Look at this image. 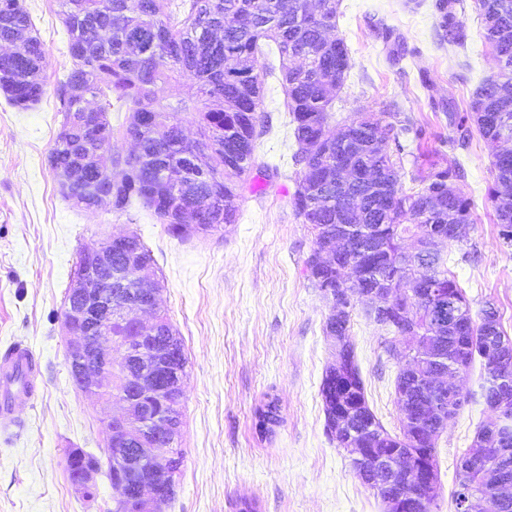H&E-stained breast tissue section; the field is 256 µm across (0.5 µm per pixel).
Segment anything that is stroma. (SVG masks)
I'll return each instance as SVG.
<instances>
[{
    "label": "stroma",
    "mask_w": 512,
    "mask_h": 512,
    "mask_svg": "<svg viewBox=\"0 0 512 512\" xmlns=\"http://www.w3.org/2000/svg\"><path fill=\"white\" fill-rule=\"evenodd\" d=\"M433 0H341L337 32L353 62L328 121L338 131L352 119L402 111L421 138L401 135L428 161L459 160L460 188L474 202L472 222L448 247V270L472 310L498 309L512 337V244L499 233L488 199L491 146L472 132L459 142L439 102L466 107L480 83L499 71L474 6H467L466 50L441 43ZM48 52L47 84L70 66L67 30L55 0H23ZM400 39V55L375 24ZM268 129L256 154L269 175L244 190L235 223L208 235L179 238L153 211L133 201L127 212L84 210L59 192L48 155L62 116L53 95L22 111L0 96V350L21 342L41 371L35 400L0 427V512H111L115 492L96 477L95 497L76 489L64 457L71 448L103 456L100 420L114 404L72 382L60 316L79 251L113 235L135 234L150 250L160 306L187 357L181 446L185 462L165 512H382L376 495L354 475L347 453L326 432L320 384L335 360L323 332L330 303L314 288L304 261L313 235L292 207L299 168L280 75L266 80ZM390 331L351 311L349 339L370 409L390 434L400 431L396 377L386 352ZM276 397L282 421L260 434L255 411ZM491 416L481 403L450 418L436 443L441 482L432 512H455L456 463Z\"/></svg>",
    "instance_id": "obj_1"
}]
</instances>
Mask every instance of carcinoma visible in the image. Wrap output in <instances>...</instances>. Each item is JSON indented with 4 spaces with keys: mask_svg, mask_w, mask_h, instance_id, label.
Masks as SVG:
<instances>
[{
    "mask_svg": "<svg viewBox=\"0 0 512 512\" xmlns=\"http://www.w3.org/2000/svg\"><path fill=\"white\" fill-rule=\"evenodd\" d=\"M68 31L70 67L55 83L53 95L63 120L48 156L55 173L77 172L66 199L75 206L99 207V194L112 192V210L125 212L138 199L177 237L199 232L205 225L211 233L236 220L238 201L244 184L263 174L268 166L256 161L254 116L265 123L264 86L268 72L260 70V42H273L282 61L281 81L292 115L298 149L294 162L301 166L292 202L295 215L311 226L314 246L343 232L345 257L351 261V277L363 287L374 286V274H400L396 287L408 289L413 283L428 288L431 281L416 265L415 255L402 250L404 235L417 237L425 252L436 260L433 273L443 279L447 298L460 312V324H435L430 319L431 301L414 295L407 298L409 318L381 321L368 308L366 316L376 324L394 329L397 336L413 332L414 372L425 375L438 370L453 376L480 361L486 371L479 390L469 399H482L492 406L501 401L512 408V353L496 367H490L489 336L512 343L502 329L498 310L487 304L472 313L465 291L448 272L444 248L459 239L450 235L440 243L429 238L439 224L472 223L473 200L463 190L448 198V182L463 175L461 165H432L417 172L411 192L403 189L401 177L405 147L399 133L411 130L410 121L400 126L382 124V119L354 118L335 136L327 130L335 92L341 90L352 68L350 50L342 37L329 40L338 28L339 0H58ZM437 27L442 40L453 49L467 47V35L460 15L464 0H435ZM482 18L485 42L499 65L496 76L485 79L473 93L465 112L454 102L443 109L448 122L463 131L474 123L483 139H500V128L492 119L495 112L512 114V0H476ZM29 30V38L16 54L0 61V93L9 104L27 110L48 92L44 80L47 52L29 12L20 0H0V43L10 40L13 26ZM188 73L195 80V92L184 98L166 95L164 86L175 76ZM84 89L97 100L98 111L127 112L123 129L108 128L107 159L97 154L98 146L86 138L80 121L84 103L74 89ZM190 114L198 137L192 146L184 144L182 115ZM140 139L138 155L129 158L114 150L112 137ZM395 149H390L389 142ZM194 148L209 163L210 182L191 184L179 199L168 198L160 182L161 171L180 154ZM348 162L357 170L351 183L339 184L330 178L336 161ZM381 174L377 181L365 180L368 169ZM489 199L494 205L503 239L512 243V208L499 202L512 199V157H493ZM222 193L223 207L215 209L211 197ZM197 216V224H184L180 214ZM124 248L144 264L152 265L151 252L139 236L129 235ZM308 280L318 290L332 288L346 296L345 281L334 266L321 264L316 251L305 260ZM350 301L328 316L324 333L343 344L344 362L330 365L322 378L320 395L326 430L339 448L348 447L349 435L336 436V418L331 413L345 404L374 420L373 436L381 447L423 453L435 447L443 426L413 423V410L429 403L450 410L460 403L458 394L431 389L418 392L400 407L401 430L389 434L370 409L364 383L348 340ZM112 349L121 352L127 341L139 335L131 318L112 320ZM125 370L119 365L96 384L98 395L120 398ZM512 448V425L494 430V423L481 427L474 448ZM482 499L493 489L481 471L456 472L455 505L463 492Z\"/></svg>",
    "mask_w": 512,
    "mask_h": 512,
    "instance_id": "obj_1",
    "label": "carcinoma"
}]
</instances>
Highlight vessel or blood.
<instances>
[{"label": "vessel or blood", "instance_id": "vessel-or-blood-1", "mask_svg": "<svg viewBox=\"0 0 512 512\" xmlns=\"http://www.w3.org/2000/svg\"><path fill=\"white\" fill-rule=\"evenodd\" d=\"M35 365L36 360L29 347L13 344L0 353V417H8L13 404L34 399Z\"/></svg>", "mask_w": 512, "mask_h": 512}]
</instances>
